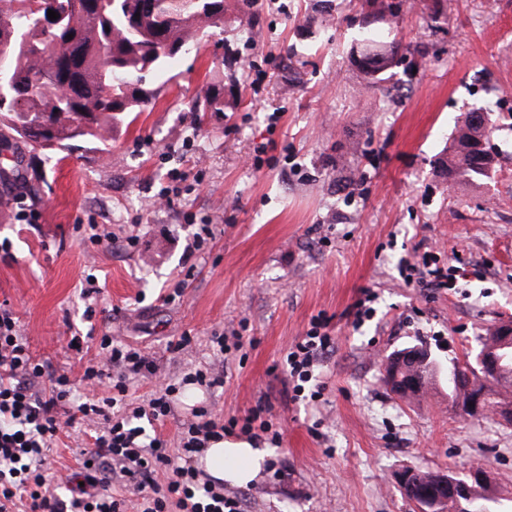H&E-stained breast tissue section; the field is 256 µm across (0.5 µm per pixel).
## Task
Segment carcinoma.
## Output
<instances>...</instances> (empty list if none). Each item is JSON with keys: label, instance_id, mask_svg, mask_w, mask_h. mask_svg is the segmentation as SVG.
<instances>
[{"label": "carcinoma", "instance_id": "1", "mask_svg": "<svg viewBox=\"0 0 512 512\" xmlns=\"http://www.w3.org/2000/svg\"><path fill=\"white\" fill-rule=\"evenodd\" d=\"M365 5L352 55L376 84L403 63L401 41L380 34L399 5ZM50 9L58 19L48 18ZM225 11L224 0H0V128L49 157L75 140L105 145L112 129L155 99L141 88L147 75L224 30ZM224 108V96L211 87L196 97L193 112L200 122ZM495 131L487 112L459 114L439 157L448 178H490L497 159L482 155L480 142Z\"/></svg>", "mask_w": 512, "mask_h": 512}]
</instances>
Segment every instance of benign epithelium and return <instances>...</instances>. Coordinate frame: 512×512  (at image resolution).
Here are the masks:
<instances>
[{
    "label": "benign epithelium",
    "mask_w": 512,
    "mask_h": 512,
    "mask_svg": "<svg viewBox=\"0 0 512 512\" xmlns=\"http://www.w3.org/2000/svg\"><path fill=\"white\" fill-rule=\"evenodd\" d=\"M499 341L493 346L480 345L471 357H465L460 365L466 371L457 373L458 390L451 394L452 403L457 411L472 419L494 417L498 420L512 421V404L506 402L495 410L486 405V388L500 378L505 363L512 357V321L498 325ZM385 380L389 390L396 396L415 386V382L403 378V373L412 367L428 368L435 371L431 352L423 346H408L396 350L383 359ZM420 470L406 468L399 474L398 484L406 499L416 512H448V505L455 506L456 512H485V500L472 495L471 485L479 484L492 487V477L483 467H473L467 471L468 481L461 482L445 472L436 473L435 482L440 493L431 497L414 477Z\"/></svg>",
    "instance_id": "obj_1"
}]
</instances>
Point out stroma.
Returning <instances> with one entry per match:
<instances>
[{"label":"stroma","mask_w":512,"mask_h":512,"mask_svg":"<svg viewBox=\"0 0 512 512\" xmlns=\"http://www.w3.org/2000/svg\"><path fill=\"white\" fill-rule=\"evenodd\" d=\"M408 4L383 32L405 47L383 86L350 58L362 0H254L250 40L236 35L240 13L226 14L223 34L179 57L172 80L155 78L154 106L112 132L109 153L78 141L53 164L0 139V307L78 400L112 394L82 380L102 336L148 355L180 386L157 425L169 441L192 407L227 419L261 408L282 439L258 440L270 454L257 480L225 485L242 512H413L401 470L475 466L512 512V424L462 417L443 376L419 399L395 397L382 362L422 344L445 366L512 321V0ZM228 45L251 64L236 82L221 64ZM210 85L235 108L196 121L191 102ZM471 107L492 109L499 156L491 179L455 183L436 159ZM258 152L255 171L246 161ZM92 224L105 241L90 239ZM202 224L212 237L195 252ZM426 255L466 277L416 286L412 264ZM367 293L375 313L358 327ZM318 317L334 340L317 368L326 387L298 400L282 363ZM233 328L241 347L226 354L223 383L183 384ZM94 433L79 418L60 432L51 485L80 475L75 453Z\"/></svg>","instance_id":"35a3bbf8"}]
</instances>
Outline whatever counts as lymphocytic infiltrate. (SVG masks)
<instances>
[{
  "mask_svg": "<svg viewBox=\"0 0 512 512\" xmlns=\"http://www.w3.org/2000/svg\"><path fill=\"white\" fill-rule=\"evenodd\" d=\"M334 342L322 320L311 321L302 340L286 358L292 390L300 394L313 378L315 366ZM104 358L84 370L88 386L113 379L106 405L72 404L67 374L48 370L33 361L10 311L0 308V512H13L26 503L29 512H123L127 497H135L139 512H241L238 499L225 496L222 482L200 481L193 457L224 435L261 439L271 429L260 410L223 420L204 407L194 408L193 419L178 435V454H171L160 436L147 435L140 420L161 422L173 416L176 385L158 384L147 404H126L129 376L155 378L158 368L139 350L102 337ZM83 416L98 424L85 487L64 500L46 480L51 453L64 425ZM121 479L125 496L111 490Z\"/></svg>",
  "mask_w": 512,
  "mask_h": 512,
  "instance_id": "obj_1",
  "label": "lymphocytic infiltrate"
}]
</instances>
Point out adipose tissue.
Here are the masks:
<instances>
[{
	"mask_svg": "<svg viewBox=\"0 0 512 512\" xmlns=\"http://www.w3.org/2000/svg\"><path fill=\"white\" fill-rule=\"evenodd\" d=\"M266 454V449L249 442L224 439L211 443L200 462L212 478L245 486L258 476Z\"/></svg>",
	"mask_w": 512,
	"mask_h": 512,
	"instance_id": "adipose-tissue-1",
	"label": "adipose tissue"
}]
</instances>
